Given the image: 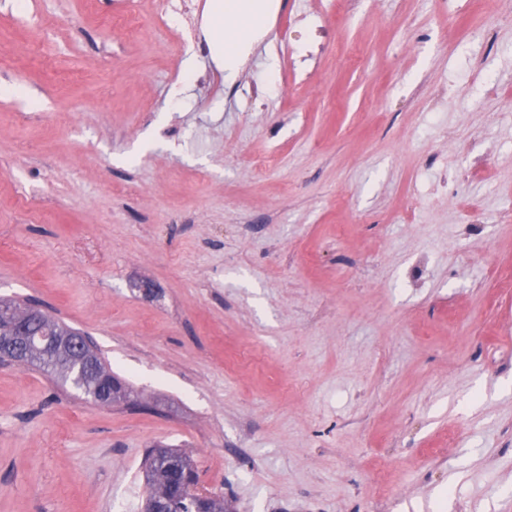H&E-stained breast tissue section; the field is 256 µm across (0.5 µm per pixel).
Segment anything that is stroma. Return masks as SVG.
I'll use <instances>...</instances> for the list:
<instances>
[{
    "label": "stroma",
    "instance_id": "obj_1",
    "mask_svg": "<svg viewBox=\"0 0 512 512\" xmlns=\"http://www.w3.org/2000/svg\"><path fill=\"white\" fill-rule=\"evenodd\" d=\"M183 1L0 0V296L144 404L0 368V512H140L156 444L227 512H373L384 462L388 512H512V17L281 0L229 78Z\"/></svg>",
    "mask_w": 512,
    "mask_h": 512
}]
</instances>
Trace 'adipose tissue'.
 Masks as SVG:
<instances>
[{
  "label": "adipose tissue",
  "instance_id": "ef3b65f1",
  "mask_svg": "<svg viewBox=\"0 0 512 512\" xmlns=\"http://www.w3.org/2000/svg\"><path fill=\"white\" fill-rule=\"evenodd\" d=\"M273 8L271 0H211V39L224 53V70L236 72V53L253 44Z\"/></svg>",
  "mask_w": 512,
  "mask_h": 512
}]
</instances>
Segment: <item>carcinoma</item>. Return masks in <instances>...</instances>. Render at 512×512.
Segmentation results:
<instances>
[{
    "instance_id": "carcinoma-1",
    "label": "carcinoma",
    "mask_w": 512,
    "mask_h": 512,
    "mask_svg": "<svg viewBox=\"0 0 512 512\" xmlns=\"http://www.w3.org/2000/svg\"><path fill=\"white\" fill-rule=\"evenodd\" d=\"M34 301L0 298V343L22 366L37 367L62 385L70 386L87 400L108 405L138 406L140 400L132 387L120 379L107 364L94 341H89L81 357L72 355L67 340L81 336L79 329L51 317ZM146 494L167 500L183 510L195 512L204 507L207 512H224V496L215 492L205 502L184 482L183 476L170 469L165 456L152 449L145 463Z\"/></svg>"
}]
</instances>
